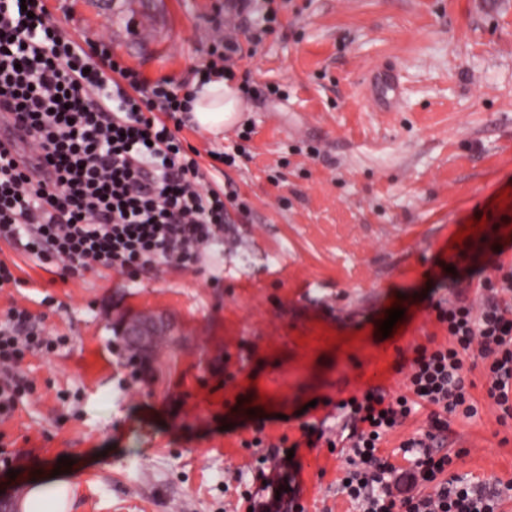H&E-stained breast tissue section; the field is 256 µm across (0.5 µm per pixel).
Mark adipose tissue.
<instances>
[{"label": "adipose tissue", "mask_w": 512, "mask_h": 512, "mask_svg": "<svg viewBox=\"0 0 512 512\" xmlns=\"http://www.w3.org/2000/svg\"><path fill=\"white\" fill-rule=\"evenodd\" d=\"M240 110L236 85L218 80L198 92L190 119L201 131L217 135L238 121ZM72 492L73 484L68 478L46 471L29 483L17 507L19 512H69Z\"/></svg>", "instance_id": "adipose-tissue-1"}]
</instances>
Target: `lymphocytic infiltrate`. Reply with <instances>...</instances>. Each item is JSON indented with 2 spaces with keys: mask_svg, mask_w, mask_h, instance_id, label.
<instances>
[{
  "mask_svg": "<svg viewBox=\"0 0 512 512\" xmlns=\"http://www.w3.org/2000/svg\"><path fill=\"white\" fill-rule=\"evenodd\" d=\"M191 102L171 81L147 83L105 42L85 47L63 37L43 0H0V120L26 131L13 149L0 147V237L71 274L196 261L219 242L226 206L223 195L202 187L197 159L165 122ZM505 251L491 232L459 252L475 295L433 303L448 341L415 347L407 394L389 399L369 389L339 402L350 422V468L339 486L362 512H498L500 490L437 477L453 462L438 451L449 417L471 419L479 411L467 358L483 361L487 397L512 414V268ZM489 264L499 282L483 277ZM54 347L26 309H9L0 325L1 419L31 389L17 370L21 359ZM423 408L429 428L402 443L410 466L397 468L381 456L380 443ZM431 483L434 493L420 494Z\"/></svg>",
  "mask_w": 512,
  "mask_h": 512,
  "instance_id": "1",
  "label": "lymphocytic infiltrate"
}]
</instances>
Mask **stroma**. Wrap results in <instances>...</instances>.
I'll return each instance as SVG.
<instances>
[{
    "mask_svg": "<svg viewBox=\"0 0 512 512\" xmlns=\"http://www.w3.org/2000/svg\"><path fill=\"white\" fill-rule=\"evenodd\" d=\"M226 0H45L65 36L107 38L148 82L190 85L209 59ZM154 40H129L134 22ZM239 122L212 136L185 123L203 184L232 192L224 242L192 268L140 272L56 267L0 239L14 284L0 288V321L25 307L58 338L51 356L20 364L33 383L0 433L20 456L0 497L18 498L46 466L69 457L70 512H247L286 473L257 471L248 410L257 393L277 418L266 441H299L306 422L335 428V402L377 387L405 389L416 346L447 342L430 307L446 278L450 241L512 186V0H254L236 32ZM402 91L379 111L367 77ZM275 89L274 97L260 90ZM236 148L210 169V151ZM398 299L405 330L378 329ZM158 323L148 354L122 329ZM316 410H308L311 401ZM448 477L512 483V418L484 404L450 420ZM305 512H359L337 480L345 466L326 444L295 452Z\"/></svg>",
    "mask_w": 512,
    "mask_h": 512,
    "instance_id": "35a3bbf8",
    "label": "stroma"
}]
</instances>
